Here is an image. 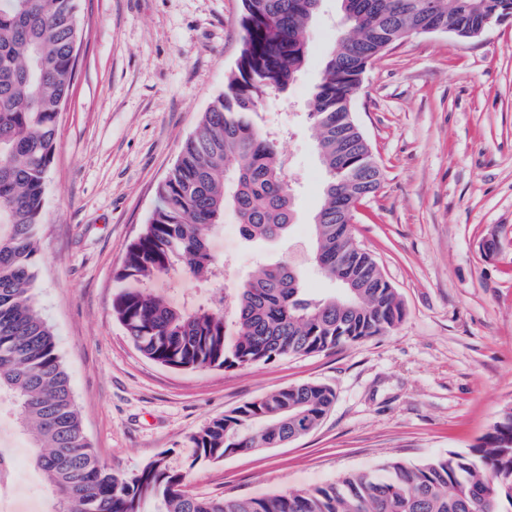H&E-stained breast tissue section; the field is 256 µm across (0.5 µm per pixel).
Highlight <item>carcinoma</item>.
I'll return each mask as SVG.
<instances>
[{"instance_id":"cac0c4a2","label":"carcinoma","mask_w":512,"mask_h":512,"mask_svg":"<svg viewBox=\"0 0 512 512\" xmlns=\"http://www.w3.org/2000/svg\"><path fill=\"white\" fill-rule=\"evenodd\" d=\"M419 2L342 0L347 32L324 61L310 102L326 172L311 260L330 280L349 267L382 287L318 297L304 288L298 266L280 260L243 283L230 322L222 298L179 308L151 288L158 277L210 282L224 274L211 239L227 208L249 241L278 240L294 223L280 142L253 115L304 68L316 10L313 0H242L241 47L224 93L182 144L117 274L136 287L115 294L112 313L144 357L180 371L246 367L357 343L402 322L395 290L371 255L353 247L350 220L380 189L383 172L346 104L367 67L422 24ZM507 5L512 0H437L438 20L473 29ZM79 34L75 0H0V400L12 402L16 427L35 448L32 463L55 493L54 512H145L150 501L158 503L155 512H512L511 406L465 451L247 499L184 491V472L164 454L130 477L98 460L56 336L34 298L45 179L76 75ZM334 399L331 388L303 383L246 402L192 435V463L285 445L318 426Z\"/></svg>"}]
</instances>
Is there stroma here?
Instances as JSON below:
<instances>
[{
    "mask_svg": "<svg viewBox=\"0 0 512 512\" xmlns=\"http://www.w3.org/2000/svg\"><path fill=\"white\" fill-rule=\"evenodd\" d=\"M241 11V0H77L79 63L45 180L34 293L86 439L127 475L167 454L201 497L315 487L472 447L512 406V19L467 40L409 36L362 76L352 112L384 180L359 205L353 234L403 303L395 329L322 353L178 371L142 357L113 318L125 252L235 66ZM340 22V0H321L302 74L255 117L280 136L294 224L277 241H249L225 210L211 241L228 260L223 281L157 280L171 304L219 295L232 310L240 283L284 258L314 294L334 291L308 257L325 179L308 102ZM305 382L336 395L311 433L192 463L189 439L213 418ZM0 446L22 458L15 512H49L50 490L7 402Z\"/></svg>",
    "mask_w": 512,
    "mask_h": 512,
    "instance_id": "stroma-1",
    "label": "stroma"
}]
</instances>
